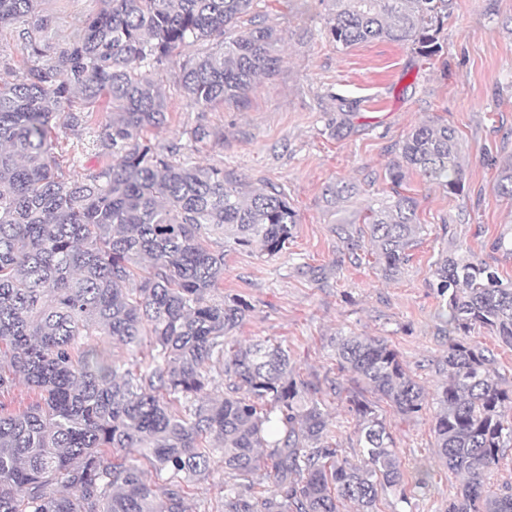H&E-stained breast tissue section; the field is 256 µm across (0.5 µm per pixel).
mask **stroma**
I'll list each match as a JSON object with an SVG mask.
<instances>
[{"mask_svg":"<svg viewBox=\"0 0 512 512\" xmlns=\"http://www.w3.org/2000/svg\"><path fill=\"white\" fill-rule=\"evenodd\" d=\"M98 7L97 0H39V16L52 25L50 53L69 47ZM261 7L266 23L283 36L275 75L260 79L241 104L203 108L181 89L182 65L211 45L186 48L153 73L167 119L147 137L159 146L181 144L182 157L223 169L248 188L284 189L295 212L287 248L275 255L257 245L229 251L217 293L241 296L251 306L235 333L240 343L261 338L287 347L294 377L317 387L326 404L329 442L354 458L357 418L346 397L362 387L339 370L332 338H383L431 395L447 378L448 335L437 318L441 298L431 271L439 252L475 256L512 281V257L494 247L498 238H512V201L493 189L498 160L512 154V0H455L440 33L443 50L430 60L390 42L337 48L327 34L325 0H262ZM337 95L357 101L353 113L337 112ZM110 119L97 108L87 127L61 122L53 129V154L65 176L83 177L105 161L98 134ZM429 120L458 132L461 187L451 192L407 174L404 186L418 203L422 230L409 261L387 280L373 262L353 263L349 243L335 230L327 188L355 183L359 192L343 208L365 209L389 189L398 144ZM199 124L209 131L200 142L191 137ZM467 341L490 352L495 379L512 389V348L479 328ZM374 404L404 473L402 490L380 491L379 512H448L460 479L437 462L436 405L429 401L403 416L386 400ZM426 468L429 482L416 486ZM186 505L188 512H224L221 461L190 483Z\"/></svg>","mask_w":512,"mask_h":512,"instance_id":"stroma-1","label":"stroma"}]
</instances>
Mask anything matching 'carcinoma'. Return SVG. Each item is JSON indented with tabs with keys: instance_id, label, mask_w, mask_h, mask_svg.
I'll return each mask as SVG.
<instances>
[{
	"instance_id": "1",
	"label": "carcinoma",
	"mask_w": 512,
	"mask_h": 512,
	"mask_svg": "<svg viewBox=\"0 0 512 512\" xmlns=\"http://www.w3.org/2000/svg\"><path fill=\"white\" fill-rule=\"evenodd\" d=\"M38 0H0V28L34 16ZM69 49L46 54L50 20L18 30L27 66L0 81V512H186L184 483L211 460L224 463L226 512H377L379 491L401 487L395 441L373 403L352 394L361 458L324 441V404L293 378L288 349L233 339L251 307L212 292L224 281L226 248L255 244L280 253L295 213L276 186L247 191L224 170L185 159L180 147L143 135L166 120L150 71L197 42L212 51L184 65L182 88L195 104L240 103L257 79L272 76L282 36L240 19L257 0H98ZM453 0H328V32L348 49L372 40L413 46L431 59ZM78 92L112 108L99 138L111 159L80 179L52 160L57 120L89 124L92 113L58 112ZM414 171L449 191L461 187L455 129L431 121L414 128L389 166L391 191L367 207L368 235L385 278L409 260L421 224L417 202L398 191ZM494 190L512 199V157ZM356 187L340 181L330 200ZM149 262L139 273L141 261ZM432 276L448 327V376L437 405L436 456L462 477L448 512H512V493L485 480L512 442V390L491 374L485 350L465 341L486 328L512 347V283L487 263L443 254ZM124 347L119 359L89 343ZM148 351H142L143 347ZM340 369L401 414L422 409L424 389L398 353L368 336L332 340ZM32 391L12 409L2 401L16 379ZM224 398L205 401L212 382ZM169 474L148 482L142 462ZM266 471L274 489L258 491ZM63 483L66 491L53 486Z\"/></svg>"
}]
</instances>
